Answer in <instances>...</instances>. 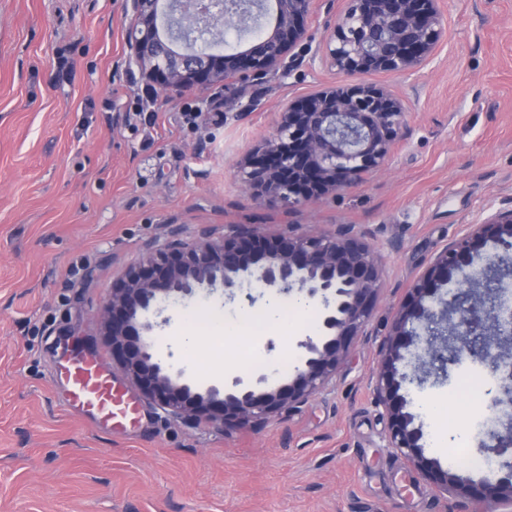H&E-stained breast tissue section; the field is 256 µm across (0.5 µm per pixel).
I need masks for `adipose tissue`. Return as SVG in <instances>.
I'll use <instances>...</instances> for the list:
<instances>
[{
  "label": "adipose tissue",
  "instance_id": "1",
  "mask_svg": "<svg viewBox=\"0 0 512 512\" xmlns=\"http://www.w3.org/2000/svg\"><path fill=\"white\" fill-rule=\"evenodd\" d=\"M311 310V305L305 303H286L275 299L265 311L228 317L220 310L202 304L186 316L184 345L192 349L212 339L236 341L266 333L276 327L289 328L299 316L309 314Z\"/></svg>",
  "mask_w": 512,
  "mask_h": 512
}]
</instances>
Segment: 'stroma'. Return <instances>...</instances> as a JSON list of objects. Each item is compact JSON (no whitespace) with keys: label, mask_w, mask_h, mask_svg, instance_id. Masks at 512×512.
Returning <instances> with one entry per match:
<instances>
[{"label":"stroma","mask_w":512,"mask_h":512,"mask_svg":"<svg viewBox=\"0 0 512 512\" xmlns=\"http://www.w3.org/2000/svg\"><path fill=\"white\" fill-rule=\"evenodd\" d=\"M342 7L309 16L288 74L161 105L125 65L124 0H0V512H454L387 447L370 381L379 342L434 254L512 206V0H441L448 37L435 55L406 74H370L406 110L380 170L292 209L254 198L234 165L273 131L284 102L336 81L314 55ZM61 57L73 66L66 78ZM189 108L196 124L183 120ZM171 224L187 241L229 224L268 237L291 225L365 230L383 267L376 305L325 391L256 429L172 418L125 378L97 311ZM254 294L249 305L200 288L150 315L154 362L200 393L252 380L255 353L296 365L300 341L317 333L304 318L215 357L202 346L204 372L185 353L183 310L208 300L229 315L261 312L277 291ZM74 346L135 402L134 425L108 429L67 406L57 370ZM469 379L493 386L466 359L408 393L425 454L445 469L458 466L455 447L483 454L485 404L460 405L446 425L428 411L457 401Z\"/></svg>","instance_id":"stroma-1"}]
</instances>
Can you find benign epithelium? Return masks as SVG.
<instances>
[{"label":"benign epithelium","mask_w":512,"mask_h":512,"mask_svg":"<svg viewBox=\"0 0 512 512\" xmlns=\"http://www.w3.org/2000/svg\"><path fill=\"white\" fill-rule=\"evenodd\" d=\"M319 0H274L269 29L248 40L243 51L201 52L192 36L231 25L249 33L258 25L262 0H169V32L160 34L161 0H126L131 21L126 31L128 66H136L158 88L159 102L186 92H203L219 83L259 81L287 73L301 62L287 56L304 40L306 20ZM440 0H345L340 22L318 50L319 61L339 80L282 105L271 135L252 148L239 165L242 184L253 196L292 208L355 184L386 162L403 126L401 101L384 85L362 80L369 72L406 73L426 61L445 40ZM170 240L146 248L128 265L100 308L101 333L124 375L149 399L174 417L256 428L303 405L326 390L347 364L356 337L370 320L382 264L365 234L353 224L300 233L291 226L273 237L255 224H233L217 240L209 229L193 242L180 239L173 224ZM512 266V208L500 209L471 224L446 244L415 280L377 349L371 379L378 404L388 418L387 447L437 497L458 509L481 500L487 512L512 505V419L503 423L501 407L512 403V357L502 345L512 341V304L498 295H471L468 285ZM457 282L459 287L442 291ZM222 284L254 301L258 285L283 294L298 291L320 308L319 334L300 342L304 355L285 382L261 374L248 385L220 393L191 390L152 361L144 318L160 313L195 288ZM486 365L495 393L488 409L491 424L482 432L486 459L498 463L495 482H475L428 458L422 426L407 410L402 386L423 387L462 355Z\"/></svg>","instance_id":"7a95c632"}]
</instances>
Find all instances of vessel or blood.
I'll use <instances>...</instances> for the list:
<instances>
[{
    "label": "vessel or blood",
    "mask_w": 512,
    "mask_h": 512,
    "mask_svg": "<svg viewBox=\"0 0 512 512\" xmlns=\"http://www.w3.org/2000/svg\"><path fill=\"white\" fill-rule=\"evenodd\" d=\"M65 372L71 406L109 426H123L136 420V405L114 388L111 374L99 360L71 358Z\"/></svg>",
    "instance_id": "obj_1"
}]
</instances>
